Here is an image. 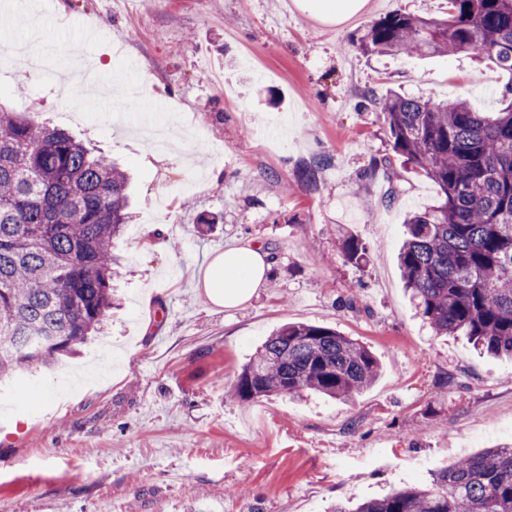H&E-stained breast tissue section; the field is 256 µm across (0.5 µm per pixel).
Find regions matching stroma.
I'll return each instance as SVG.
<instances>
[{
    "mask_svg": "<svg viewBox=\"0 0 512 512\" xmlns=\"http://www.w3.org/2000/svg\"><path fill=\"white\" fill-rule=\"evenodd\" d=\"M14 2L0 99L127 169L135 217L101 330L55 372L0 387V512H328L512 444V360L435 336L404 287L405 221L437 188L394 152L381 112L392 90L494 112L512 73L360 42L395 12L444 17L447 0H370L334 27L292 0ZM87 23L94 43L25 75L34 40ZM88 74L114 97L138 87L122 119L90 104ZM248 242L269 254L266 285L212 306L197 279ZM288 322L358 340L377 379L351 404L228 397Z\"/></svg>",
    "mask_w": 512,
    "mask_h": 512,
    "instance_id": "1",
    "label": "stroma"
}]
</instances>
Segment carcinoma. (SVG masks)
I'll return each instance as SVG.
<instances>
[{"instance_id":"obj_1","label":"carcinoma","mask_w":512,"mask_h":512,"mask_svg":"<svg viewBox=\"0 0 512 512\" xmlns=\"http://www.w3.org/2000/svg\"><path fill=\"white\" fill-rule=\"evenodd\" d=\"M374 53L473 52L512 72V0H448V18L395 13L369 26ZM382 112L393 149L438 188L410 215L399 264L438 336L462 333L512 358V102L497 112L394 93ZM129 178L36 115L0 105V380L51 368L112 309V248L132 220ZM379 375L376 357L334 329L288 323L232 384L245 403L315 393L353 402ZM331 512H512V445L439 469L428 482Z\"/></svg>"}]
</instances>
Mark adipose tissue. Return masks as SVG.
I'll use <instances>...</instances> for the list:
<instances>
[{
    "label": "adipose tissue",
    "instance_id": "1",
    "mask_svg": "<svg viewBox=\"0 0 512 512\" xmlns=\"http://www.w3.org/2000/svg\"><path fill=\"white\" fill-rule=\"evenodd\" d=\"M293 4L299 12L332 26L362 15L368 0H293ZM268 271V254L261 245L247 244L224 250L206 269V296L214 306L238 307L265 283Z\"/></svg>",
    "mask_w": 512,
    "mask_h": 512
}]
</instances>
